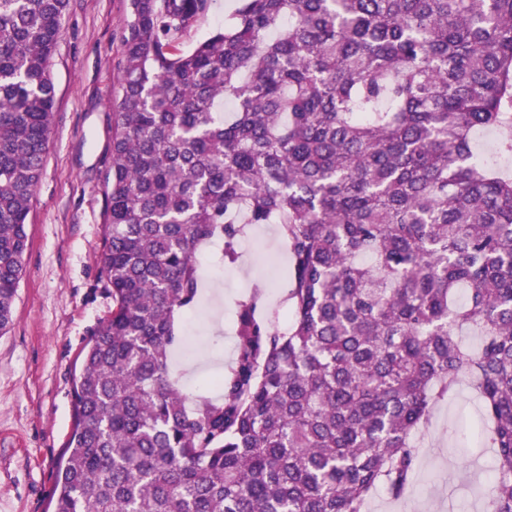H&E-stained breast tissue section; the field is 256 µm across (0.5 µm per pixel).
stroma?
Wrapping results in <instances>:
<instances>
[{
	"instance_id": "1",
	"label": "stroma",
	"mask_w": 512,
	"mask_h": 512,
	"mask_svg": "<svg viewBox=\"0 0 512 512\" xmlns=\"http://www.w3.org/2000/svg\"><path fill=\"white\" fill-rule=\"evenodd\" d=\"M235 6L236 0H210L207 13L180 36V50L208 38ZM129 13V0H69L52 59L54 124L30 202L26 274L13 325L0 336V512H52L54 475L72 431L80 355L112 308L99 257ZM236 250L234 264L225 261L219 241L197 253L204 281L216 283L222 296H202L179 324L184 340L171 373L184 389L233 367L238 304L255 284L266 289L261 313L279 331L288 329L291 258L278 225L252 226ZM477 414L478 400L470 384H462L414 438L415 489L396 501L376 492L366 512H486L480 486L494 451L475 452L459 435Z\"/></svg>"
}]
</instances>
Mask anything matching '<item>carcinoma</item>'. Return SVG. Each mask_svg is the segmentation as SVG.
Wrapping results in <instances>:
<instances>
[{
	"mask_svg": "<svg viewBox=\"0 0 512 512\" xmlns=\"http://www.w3.org/2000/svg\"><path fill=\"white\" fill-rule=\"evenodd\" d=\"M130 0L91 333L53 512H365L416 479L412 437L465 378L512 512V0ZM69 0H0V335L26 272ZM233 105L220 120V102ZM278 224L293 317L238 305L220 394L172 379L196 253ZM481 343L469 349L463 331ZM236 7L235 0H211L208 12L179 37V49L187 52L208 38L218 25L224 26V17Z\"/></svg>",
	"mask_w": 512,
	"mask_h": 512,
	"instance_id": "cac0c4a2",
	"label": "carcinoma"
}]
</instances>
